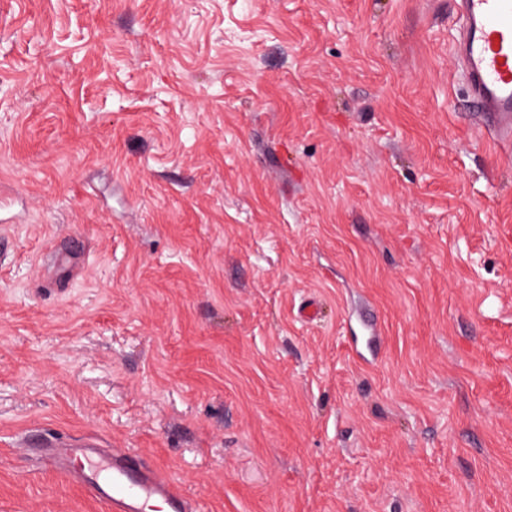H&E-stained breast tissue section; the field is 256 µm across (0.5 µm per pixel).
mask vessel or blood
Masks as SVG:
<instances>
[{"mask_svg":"<svg viewBox=\"0 0 512 512\" xmlns=\"http://www.w3.org/2000/svg\"><path fill=\"white\" fill-rule=\"evenodd\" d=\"M463 25L455 55L474 111L492 114L500 141H512V0H455ZM108 512H191L186 497L129 452L69 459Z\"/></svg>","mask_w":512,"mask_h":512,"instance_id":"obj_1","label":"vessel or blood"}]
</instances>
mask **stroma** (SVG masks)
<instances>
[{"label": "stroma", "mask_w": 512, "mask_h": 512, "mask_svg": "<svg viewBox=\"0 0 512 512\" xmlns=\"http://www.w3.org/2000/svg\"><path fill=\"white\" fill-rule=\"evenodd\" d=\"M459 26L0 0V512H104L55 437L197 512H512V154Z\"/></svg>", "instance_id": "stroma-1"}]
</instances>
